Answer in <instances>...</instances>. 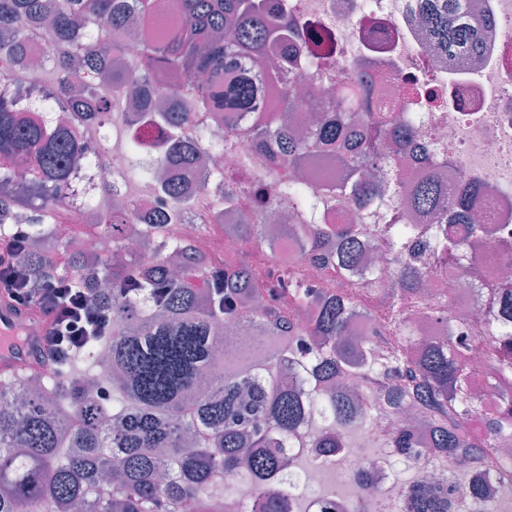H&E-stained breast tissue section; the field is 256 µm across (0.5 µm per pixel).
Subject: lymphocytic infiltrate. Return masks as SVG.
Segmentation results:
<instances>
[{
	"label": "lymphocytic infiltrate",
	"mask_w": 512,
	"mask_h": 512,
	"mask_svg": "<svg viewBox=\"0 0 512 512\" xmlns=\"http://www.w3.org/2000/svg\"><path fill=\"white\" fill-rule=\"evenodd\" d=\"M25 237L17 233L0 241V299L19 312L37 309L48 330L41 338V357L59 362L71 357L101 336L112 324L110 311L97 305L83 280L61 274L32 284L19 274Z\"/></svg>",
	"instance_id": "f902f5d3"
}]
</instances>
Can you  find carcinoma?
<instances>
[{
    "label": "carcinoma",
    "mask_w": 512,
    "mask_h": 512,
    "mask_svg": "<svg viewBox=\"0 0 512 512\" xmlns=\"http://www.w3.org/2000/svg\"><path fill=\"white\" fill-rule=\"evenodd\" d=\"M437 48L452 60L474 54L481 32L465 0H418ZM153 16L151 38L137 44L136 65L115 71L135 36L132 22ZM50 31L44 68L53 81L25 73L30 43ZM305 34L279 0H0V229L27 224L21 267L35 282L73 270L110 284L98 292L112 313V332L83 357L112 376V397L100 403L86 391L89 373L77 360L46 379L25 373L0 376V399L22 390L23 405L0 407V512H176L185 500L196 512H224L214 484L222 475L249 476L264 498V512H295L298 484L291 448L346 447V430L363 403L341 384L356 379L376 396L375 413L416 404L432 428L433 447L470 457L512 435V391L498 393V414L486 436L466 432L483 409L462 353L448 335L423 341L414 317L428 281L460 261L482 237L471 199L480 184L466 176L453 204L430 161L411 192V206L431 217L428 235L415 241L408 224H376L385 248L389 287L383 291L386 331L352 340V327L370 318L363 303L367 281L353 295L330 293L295 268L334 264L338 274L357 269L364 250L360 224H320L328 202L370 216L389 203L366 169L389 161L387 146L414 147L404 116L372 111L360 70L336 91L321 73L305 77L310 61ZM133 108L125 158L140 168L178 212L199 216L183 183L160 173L202 155L186 144L200 112L249 118L224 128V141L241 142L242 164L262 160V203L267 196L301 219L268 235L258 209L239 208L241 192L219 185L225 212L240 216L233 244L217 259L194 242L151 227L143 235L144 262L122 252L121 239L137 233L133 209L102 208L94 226L102 252L54 241L56 224H82L79 205L92 166L90 142L61 120L71 112L97 131L112 124L113 85ZM317 98L320 119L305 134L295 125L301 103ZM166 151L146 157L149 134ZM63 255L65 267L51 264ZM264 293L265 307L249 299ZM495 317L483 328L494 379L512 377V281L490 289ZM309 313L295 326L284 302ZM403 464L411 462L413 430L401 425L387 437ZM411 512H448L447 500L416 485L406 495Z\"/></svg>",
    "instance_id": "1"
}]
</instances>
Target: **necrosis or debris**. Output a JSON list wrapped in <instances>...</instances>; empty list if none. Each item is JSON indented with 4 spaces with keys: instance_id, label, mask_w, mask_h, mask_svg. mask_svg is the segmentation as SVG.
Listing matches in <instances>:
<instances>
[{
    "instance_id": "4bbe7bcc",
    "label": "necrosis or debris",
    "mask_w": 512,
    "mask_h": 512,
    "mask_svg": "<svg viewBox=\"0 0 512 512\" xmlns=\"http://www.w3.org/2000/svg\"><path fill=\"white\" fill-rule=\"evenodd\" d=\"M289 15L304 28L316 30L319 44L309 46L314 64L326 68L333 85L345 82L352 69L366 72L376 101L386 111L406 112L417 122L419 146L428 155L448 150L446 186H454L458 168H465L483 185L476 202L477 223L488 237L476 246L482 276L473 282L457 274L433 279L428 295L443 296L448 317L469 348L464 362L472 385L488 407H495L488 383L490 367L476 339L488 319L482 281L512 276V0H467L471 20L483 27L478 57L459 64L441 56L425 26L413 12L414 0H285ZM416 76L438 89L441 98L431 108L418 105L408 91L407 77ZM114 191L142 215L171 212L173 205L152 188H137L127 180L120 155L99 171ZM399 423L397 414L382 422L366 421L349 432L340 452L311 453L302 468L307 485L321 498H337L354 512H374L377 503L397 496L391 458L383 435ZM431 428L414 431L418 455L408 468L410 482L429 480L451 504H458L456 478L493 488L487 501L494 512H512V455L471 460L460 469L457 458L430 446Z\"/></svg>"
}]
</instances>
